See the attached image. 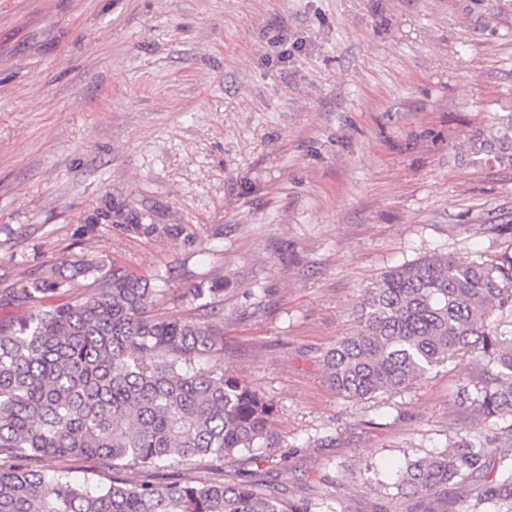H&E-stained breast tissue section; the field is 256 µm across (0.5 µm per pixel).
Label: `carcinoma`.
<instances>
[{
    "label": "carcinoma",
    "instance_id": "cac0c4a2",
    "mask_svg": "<svg viewBox=\"0 0 512 512\" xmlns=\"http://www.w3.org/2000/svg\"><path fill=\"white\" fill-rule=\"evenodd\" d=\"M466 151L512 168V108L489 113ZM91 273L97 292L58 301ZM158 290L120 268L19 279L0 299V512H336L292 498L266 475L277 409L215 363L222 329L195 313L153 312ZM464 358L468 437L409 461L388 487L448 498L469 512H512V244L482 262L433 253L386 272L359 328L322 354L329 387L356 402L398 393ZM506 423L499 430L498 422ZM90 457L105 476L45 462ZM229 460L231 481L187 471ZM138 471L150 478L133 483Z\"/></svg>",
    "mask_w": 512,
    "mask_h": 512
}]
</instances>
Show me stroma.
Returning <instances> with one entry per match:
<instances>
[{"label": "stroma", "instance_id": "stroma-1", "mask_svg": "<svg viewBox=\"0 0 512 512\" xmlns=\"http://www.w3.org/2000/svg\"><path fill=\"white\" fill-rule=\"evenodd\" d=\"M512 105V0H0V290L84 260L156 311L224 290L225 371L277 406L273 479L337 512L469 431L464 361L366 403L321 354L370 288L512 243V169L460 157Z\"/></svg>", "mask_w": 512, "mask_h": 512}]
</instances>
